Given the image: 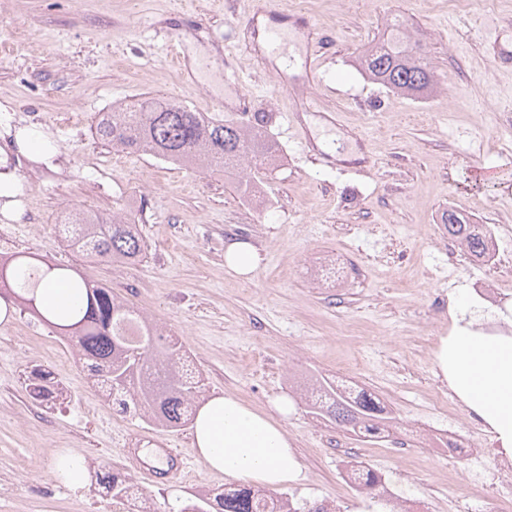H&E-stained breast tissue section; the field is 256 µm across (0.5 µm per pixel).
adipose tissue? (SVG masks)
<instances>
[{"label":"adipose tissue","instance_id":"obj_1","mask_svg":"<svg viewBox=\"0 0 512 512\" xmlns=\"http://www.w3.org/2000/svg\"><path fill=\"white\" fill-rule=\"evenodd\" d=\"M503 330H483L484 308L465 297L447 335L433 353L435 374L491 433L500 453L512 457V306L499 311ZM293 402L281 398L275 414L231 395L202 404L193 424V447L211 471L274 488L300 478L302 470L283 426Z\"/></svg>","mask_w":512,"mask_h":512}]
</instances>
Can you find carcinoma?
Listing matches in <instances>:
<instances>
[{
	"instance_id": "carcinoma-1",
	"label": "carcinoma",
	"mask_w": 512,
	"mask_h": 512,
	"mask_svg": "<svg viewBox=\"0 0 512 512\" xmlns=\"http://www.w3.org/2000/svg\"><path fill=\"white\" fill-rule=\"evenodd\" d=\"M359 67L372 81L408 95L426 94L436 82L434 70L406 35L400 17L393 18L386 36L361 55ZM96 134L112 147L202 171L219 170L240 191L267 177L280 162L264 112H195L180 102L147 96L137 109L101 115ZM441 221L448 236L473 260L483 262L492 256L494 243L483 225L454 211L445 212ZM59 233L68 247L88 259L134 263L145 251L137 225L125 216L102 223L91 211L75 212L59 224ZM58 268L64 266L26 254L0 259V292L12 295L22 310L74 342L89 375L113 404L166 429L188 425L201 380L185 365L181 347L144 322L111 288L91 283L74 269L76 287L85 290L84 302L65 321L53 320L39 308L37 288ZM307 400L316 413L360 438L381 434L384 407L365 389L319 382L307 390ZM99 482L114 498L133 497L134 489L117 475L102 476ZM184 512H327V508L316 502L299 507L289 496L274 498L251 485H237L195 498Z\"/></svg>"
}]
</instances>
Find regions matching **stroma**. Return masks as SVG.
Wrapping results in <instances>:
<instances>
[{"instance_id": "35a3bbf8", "label": "stroma", "mask_w": 512, "mask_h": 512, "mask_svg": "<svg viewBox=\"0 0 512 512\" xmlns=\"http://www.w3.org/2000/svg\"><path fill=\"white\" fill-rule=\"evenodd\" d=\"M250 0H0V107L17 126L34 125L59 148L47 169L12 157L22 185L19 221L0 215V257L26 253L79 270L134 303L178 340L203 379L202 395L228 394L260 411L282 396L295 404L285 421L302 468L300 481L271 489L296 501H369L340 480V442L372 467L398 501L423 512H481L467 461L448 460L431 428L471 430L477 417L433 371L439 336L451 325L458 292L475 282L512 290V0H288L296 58L261 63L243 49ZM402 15L437 78L411 97L365 78L358 57ZM199 60L196 79L167 61L171 43ZM318 62L308 81L306 55ZM232 58L251 89V111L278 114L267 132L281 164L255 196L206 172L101 143V113L145 96L198 112L215 97L238 99L224 76ZM300 85L319 107L289 128ZM339 115L328 127L320 111ZM323 150L328 165L306 160ZM135 218L148 246L139 263L93 262L54 232L69 212ZM455 210L499 227V263L475 262L445 230ZM252 243L260 261L244 279L224 266L233 241ZM56 372L64 400L35 402L30 367ZM347 380L374 393L390 431L363 440L316 418L305 400L319 379ZM449 400L441 408L439 399ZM138 434L182 449L188 468L176 485L128 474L120 457ZM191 427L172 431L114 411L75 350L27 313L0 322V512H181L194 494L233 486L197 458ZM82 458L90 478L79 490L55 470L59 455ZM128 478L141 499L102 494L97 477Z\"/></svg>"}]
</instances>
